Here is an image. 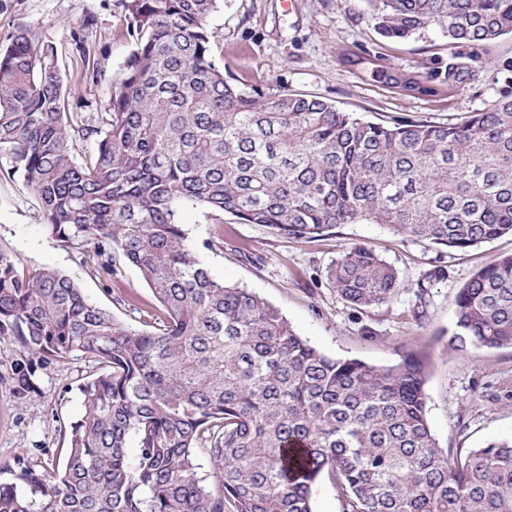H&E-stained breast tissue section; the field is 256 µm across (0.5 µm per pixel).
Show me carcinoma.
<instances>
[{
	"label": "carcinoma",
	"instance_id": "cac0c4a2",
	"mask_svg": "<svg viewBox=\"0 0 512 512\" xmlns=\"http://www.w3.org/2000/svg\"><path fill=\"white\" fill-rule=\"evenodd\" d=\"M220 0H125L134 49L112 84L104 127L65 112L56 49L17 31L0 47V157L34 191L59 246L111 275L136 267L161 309L134 328L52 268L27 272L0 251V333L54 359L81 353L104 371L81 385L83 413L64 465L0 483V512H313L334 476L344 512H512V440L448 464L427 416L428 364L334 358L279 309L212 278L186 206L294 238L342 224L465 249L512 232V96L455 124L364 121L318 96L247 91L214 61L208 17ZM380 33L431 25L448 63L407 93L475 80L478 53L512 35V0H366ZM93 140L82 163L70 140ZM346 303L394 297L398 270L366 246L327 270ZM450 344L512 347V255L458 291ZM137 453L127 452L129 439ZM214 467L199 476L195 449Z\"/></svg>",
	"mask_w": 512,
	"mask_h": 512
}]
</instances>
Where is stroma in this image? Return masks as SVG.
<instances>
[{
	"label": "stroma",
	"mask_w": 512,
	"mask_h": 512,
	"mask_svg": "<svg viewBox=\"0 0 512 512\" xmlns=\"http://www.w3.org/2000/svg\"><path fill=\"white\" fill-rule=\"evenodd\" d=\"M208 27L215 61L233 83L315 95L371 122L457 123L512 89L510 35L480 48L478 77L465 86L436 81L431 92L409 96L382 82V69L424 78L447 58L448 40L434 26L405 39L384 37L365 0H224ZM19 29L55 47L66 112L78 122L104 125L112 83L133 48L124 0H0V46ZM183 221L216 280L257 293L328 355L378 365L400 363L411 353L427 359L428 417L441 448L462 454L512 438V347L462 352L449 342L458 290L476 270L512 254V234L457 250L376 224H343L310 240L230 216L215 224L199 209H187ZM43 224L34 192L0 159V250L26 270L50 267L69 275L117 321L141 326L156 300L139 271L124 263L116 277L96 274L50 239ZM218 240L223 248L206 249V242ZM356 245L372 248L399 271L405 286L388 302L357 309L329 287L328 267ZM439 268L444 277L433 278ZM23 366L34 391L15 387L14 373ZM101 371L85 355L45 360L0 334V482L17 481L25 467L62 466L66 433L82 413L79 388Z\"/></svg>",
	"instance_id": "35a3bbf8"
}]
</instances>
